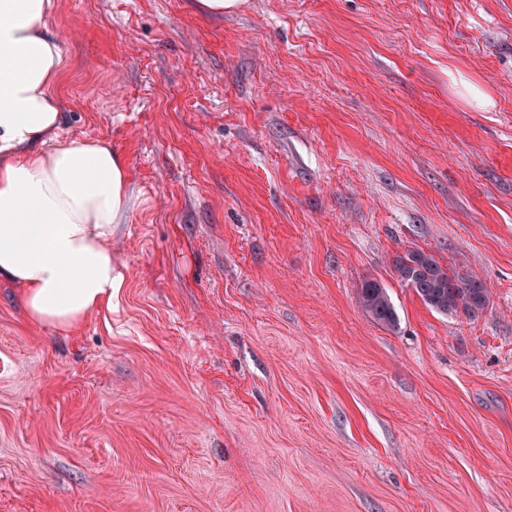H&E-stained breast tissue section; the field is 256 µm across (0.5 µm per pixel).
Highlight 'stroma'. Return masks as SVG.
<instances>
[{"mask_svg": "<svg viewBox=\"0 0 512 512\" xmlns=\"http://www.w3.org/2000/svg\"><path fill=\"white\" fill-rule=\"evenodd\" d=\"M57 2L123 280L69 333L0 281V512H512V0ZM395 272L435 311L448 313L462 307L467 313H475L486 305L488 290L481 280L456 278L424 251H407L398 257ZM362 307L378 323L394 327L396 312L386 288L375 280L363 282L360 288Z\"/></svg>", "mask_w": 512, "mask_h": 512, "instance_id": "1", "label": "stroma"}]
</instances>
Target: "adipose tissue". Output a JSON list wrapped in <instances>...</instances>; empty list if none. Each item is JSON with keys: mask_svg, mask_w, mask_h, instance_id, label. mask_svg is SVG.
Segmentation results:
<instances>
[{"mask_svg": "<svg viewBox=\"0 0 512 512\" xmlns=\"http://www.w3.org/2000/svg\"><path fill=\"white\" fill-rule=\"evenodd\" d=\"M56 0H0V279L29 321L68 332L120 287L112 227L127 197L111 143L60 134Z\"/></svg>", "mask_w": 512, "mask_h": 512, "instance_id": "1", "label": "adipose tissue"}]
</instances>
